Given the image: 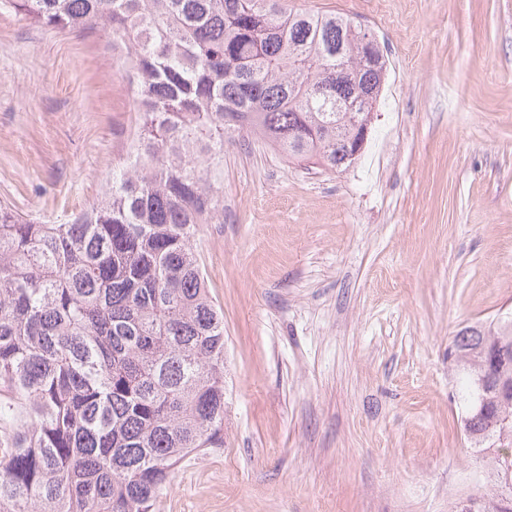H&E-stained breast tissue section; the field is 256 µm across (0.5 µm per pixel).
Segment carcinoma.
<instances>
[{
	"mask_svg": "<svg viewBox=\"0 0 512 512\" xmlns=\"http://www.w3.org/2000/svg\"><path fill=\"white\" fill-rule=\"evenodd\" d=\"M124 49L139 112L105 196L66 224L0 206V512H151L178 462L224 447V318L193 240L224 218V132L290 159L351 164L386 60L339 14L283 0H0ZM512 320L466 326L450 349L463 431L512 512V402L476 380Z\"/></svg>",
	"mask_w": 512,
	"mask_h": 512,
	"instance_id": "cac0c4a2",
	"label": "carcinoma"
}]
</instances>
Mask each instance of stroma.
I'll use <instances>...</instances> for the list:
<instances>
[{"instance_id":"35a3bbf8","label":"stroma","mask_w":512,"mask_h":512,"mask_svg":"<svg viewBox=\"0 0 512 512\" xmlns=\"http://www.w3.org/2000/svg\"><path fill=\"white\" fill-rule=\"evenodd\" d=\"M378 39L362 155L330 172L238 130L194 240L224 314V445L152 512H452L486 482L448 348L512 315V0H285ZM101 31L0 11V203L64 223L137 120Z\"/></svg>"}]
</instances>
